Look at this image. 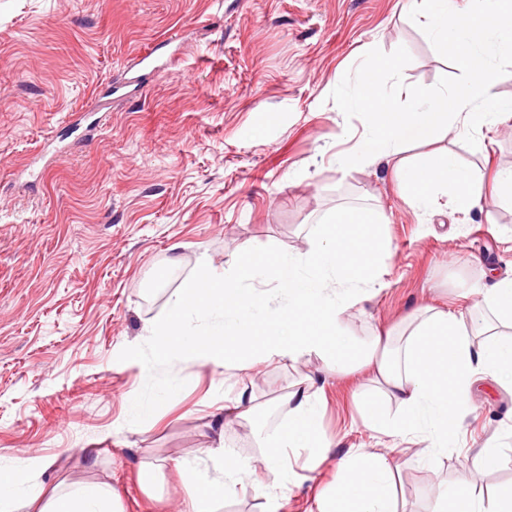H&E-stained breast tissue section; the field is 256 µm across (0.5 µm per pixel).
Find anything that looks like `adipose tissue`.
Returning a JSON list of instances; mask_svg holds the SVG:
<instances>
[{"mask_svg": "<svg viewBox=\"0 0 512 512\" xmlns=\"http://www.w3.org/2000/svg\"><path fill=\"white\" fill-rule=\"evenodd\" d=\"M430 3L425 25L435 40L451 43L465 81L401 112L394 99L380 91L382 77L399 68V59L368 58L359 67L356 91L346 104L366 116L368 159L391 162L400 194L412 207L429 210L442 193L450 196L455 211L469 213L486 201L478 171L460 168L445 152L416 166L401 153L406 146L443 134L478 151L482 143L472 134L475 127L512 120L511 102L488 112L480 109L506 77L498 60H512V0H479L474 16L451 0ZM387 250L371 214L361 209L337 210L328 223L317 225L304 255L260 252L243 243L245 261L237 271L220 275L203 262L184 282L151 328L153 357L168 363L190 360L246 368L315 355L339 372L365 370L382 399L397 405L389 415L379 401L365 400V426L384 436L420 438L426 443L424 457L435 459L447 453L449 439L460 431L477 381L488 377L512 390V277L472 287L479 301L471 314L425 307L403 344L380 334L353 342L342 329L343 316L373 296L378 257ZM271 271L286 299L276 307L253 286ZM283 401L288 422L264 441V461L278 486L293 475L292 452L307 449V466L313 469L331 448L322 434L317 392L301 388L288 392ZM214 453L221 475L213 479L190 470L188 460L176 461V470L187 475L182 512H217L220 498L248 484L254 472L248 461L221 445ZM390 454V449L376 448L340 460L338 479L319 501L318 512H397ZM501 463L495 449H479L456 487L438 493L433 512H512V490L490 503L480 494L482 477ZM44 465L39 458L0 462V512H122L107 481L56 488L49 494L26 490L27 475Z\"/></svg>", "mask_w": 512, "mask_h": 512, "instance_id": "1", "label": "adipose tissue"}]
</instances>
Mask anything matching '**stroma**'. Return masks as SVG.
Segmentation results:
<instances>
[{"label": "stroma", "mask_w": 512, "mask_h": 512, "mask_svg": "<svg viewBox=\"0 0 512 512\" xmlns=\"http://www.w3.org/2000/svg\"><path fill=\"white\" fill-rule=\"evenodd\" d=\"M150 51L157 68L124 87ZM367 54L400 58L382 89L404 112L465 79L407 0H0V461L37 455L52 466L31 485L106 476L123 512H176L173 461L215 473L207 415L247 390L255 416L224 443L254 466V485L218 512H317L340 458L370 448L396 451L398 512H431L487 445L502 464L484 498L512 489V392L491 380L473 386L458 438L429 466L418 440L364 427L363 372L315 356L249 370L151 357L150 326L202 260L236 269L246 241L305 254L343 206L381 211L390 245L378 292L344 318L355 340L402 331L427 304L466 310L468 288L512 270V205L463 215L442 196L419 211L368 161L366 118L345 104ZM482 135L481 153L443 136L408 154L455 153L490 187L512 170V134ZM310 380L332 450L313 470L298 453V482L268 495L262 441L287 420L281 396ZM154 400L155 415L139 412ZM158 462L143 488L141 465Z\"/></svg>", "instance_id": "obj_1"}]
</instances>
